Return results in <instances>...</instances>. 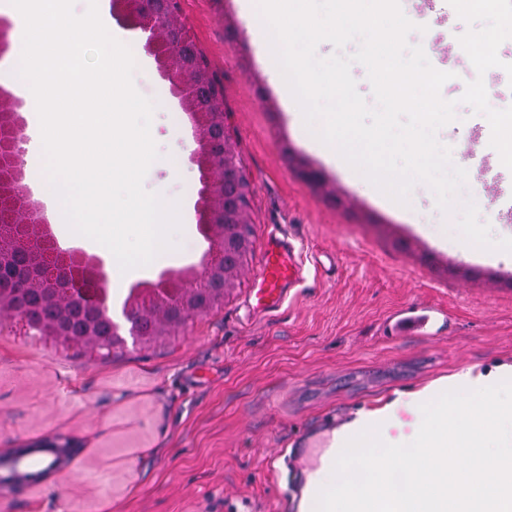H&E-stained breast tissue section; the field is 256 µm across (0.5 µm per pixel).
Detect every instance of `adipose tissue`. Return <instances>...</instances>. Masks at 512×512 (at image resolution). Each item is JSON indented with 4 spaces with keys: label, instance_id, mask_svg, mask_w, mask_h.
I'll return each mask as SVG.
<instances>
[{
    "label": "adipose tissue",
    "instance_id": "ef3b65f1",
    "mask_svg": "<svg viewBox=\"0 0 512 512\" xmlns=\"http://www.w3.org/2000/svg\"><path fill=\"white\" fill-rule=\"evenodd\" d=\"M512 377V366L500 364L482 372L471 367L436 378L417 388L395 392L372 409H359L333 432L336 447L356 458L359 448L383 449L391 459H405L409 484L397 497L403 512H425L447 501L448 512H499L498 500L512 492V404H496L492 416L509 441L495 462L479 452L478 425L462 426L465 392L486 389L489 382ZM457 398L444 400L448 390ZM470 452L468 471L452 459L459 449Z\"/></svg>",
    "mask_w": 512,
    "mask_h": 512
}]
</instances>
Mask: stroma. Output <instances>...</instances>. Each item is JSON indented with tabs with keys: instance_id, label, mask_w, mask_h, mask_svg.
Here are the masks:
<instances>
[{
	"instance_id": "35a3bbf8",
	"label": "stroma",
	"mask_w": 512,
	"mask_h": 512,
	"mask_svg": "<svg viewBox=\"0 0 512 512\" xmlns=\"http://www.w3.org/2000/svg\"><path fill=\"white\" fill-rule=\"evenodd\" d=\"M400 2L417 26L409 44L433 64L446 45L461 61L441 89L456 102V119L437 137L466 169L480 222L502 239L512 234V204L493 197L491 173L466 150L491 132L461 102L479 76L459 42L468 25L448 0H433L426 14L419 0ZM180 8L224 96L225 128L247 181V263L222 306L148 344L92 351L0 318V512H226L248 504L294 512L285 489L299 476L269 471L272 456L305 447L394 392L466 366L512 365V255L485 263L482 249L440 247L458 215L440 210L427 184L417 183L404 207L310 150L314 135L291 124L273 65L258 54L236 0H180ZM98 12L132 51L136 90L155 104L150 132L160 162L143 186L180 205L173 255L155 270L198 263L197 176L187 164L170 165L191 126L176 122L168 87L136 38L106 7ZM410 206L423 231L406 221ZM274 234L293 242L303 279L273 316L255 318L249 291ZM411 305L442 309L447 319L432 336L388 339V316ZM65 442L74 450L58 470L49 446ZM27 448L38 464L14 478L3 462Z\"/></svg>"
}]
</instances>
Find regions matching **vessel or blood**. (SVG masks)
Returning <instances> with one entry per match:
<instances>
[{
	"label": "vessel or blood",
	"instance_id": "obj_1",
	"mask_svg": "<svg viewBox=\"0 0 512 512\" xmlns=\"http://www.w3.org/2000/svg\"><path fill=\"white\" fill-rule=\"evenodd\" d=\"M300 278L301 267L292 243L287 238L271 236L250 294L253 310L261 315L277 311L287 298L288 286ZM440 318V311L431 306L405 307L390 317L387 332L394 338L425 336ZM346 466L340 449L325 440L316 445L310 466L312 476L303 495L304 512H336V498L325 490L318 472L324 467L342 470ZM396 468L393 462L378 466V482L350 500L349 512H398L400 505L389 493V477Z\"/></svg>",
	"mask_w": 512,
	"mask_h": 512
}]
</instances>
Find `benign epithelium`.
I'll use <instances>...</instances> for the list:
<instances>
[{
	"label": "benign epithelium",
	"instance_id": "7a95c632",
	"mask_svg": "<svg viewBox=\"0 0 512 512\" xmlns=\"http://www.w3.org/2000/svg\"><path fill=\"white\" fill-rule=\"evenodd\" d=\"M116 24L143 41L146 54L171 96L188 114L196 147L188 162L198 173L195 224L206 243L200 263L165 270L157 281H140L128 292L121 314L129 335L146 342L185 326L194 315L224 303L244 268L250 241L246 180L224 125L223 99L207 63L180 18L179 0H105ZM0 314L28 324L41 316L49 336L104 348L122 340L112 313L110 263L103 254L62 245L47 205L25 182L30 143L24 100L0 89Z\"/></svg>",
	"mask_w": 512,
	"mask_h": 512
}]
</instances>
